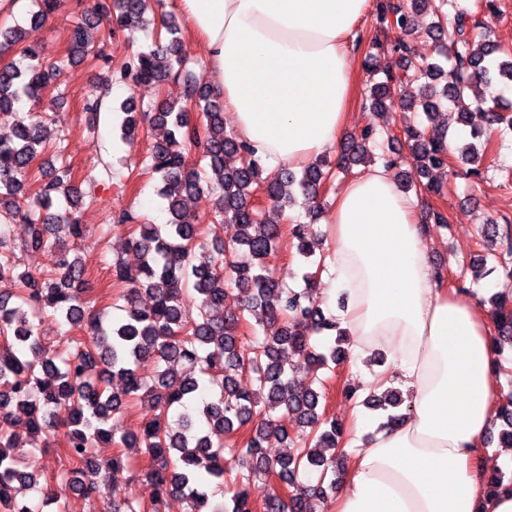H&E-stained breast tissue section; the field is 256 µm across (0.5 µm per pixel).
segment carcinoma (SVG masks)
Returning <instances> with one entry per match:
<instances>
[{"mask_svg":"<svg viewBox=\"0 0 512 512\" xmlns=\"http://www.w3.org/2000/svg\"><path fill=\"white\" fill-rule=\"evenodd\" d=\"M30 23L41 24L55 14L62 0H33ZM381 20L396 27L403 39L388 47L375 39L364 49L363 66L370 81L364 109L375 118L397 107L420 112L425 120L408 124L403 140L418 159L424 175L448 167L451 150L448 130L429 125L448 104L459 124L470 128L469 140L456 147L465 160L475 163L479 145H488L493 132L512 129V103L493 93L501 85L512 87V52L492 38L490 20L497 0H376ZM432 12L436 20L427 32L438 43L440 59H417L411 40L418 32L416 18ZM92 12L103 35L129 31L119 62L105 56L107 70L97 94L84 111L97 114L105 105L114 77L130 84L171 82L180 95L148 111L136 109L132 99L120 110L122 138L133 139L141 127L154 140L149 170L159 179L158 195L167 202V224H138L131 246L140 260L135 266L112 264V277L124 285L120 295L125 315L117 320L105 314L85 313L82 296L95 287L85 261L63 246L64 239L83 233L75 211L80 195L70 170L54 169L45 192L30 198L26 184L35 159L47 150L44 121L34 112L15 113L13 137L0 139V281L14 283L13 291L0 292V512H34L27 503L13 500L14 483L37 486V475L22 468L21 459L52 447L63 430L64 461L45 484L47 499L57 512H67L68 495L76 491L85 500H108L107 512H164L166 498L178 495L186 512H255L252 486L277 478L287 489L282 495L268 490L263 512H315L316 503L336 489L341 467L343 430L322 417L323 388L302 384L297 373L319 370L348 358L350 339L313 288L318 271L305 274L307 287L285 290L271 276L269 258L281 241V219L297 202V195L317 203L334 171L320 157L296 172L288 167L265 169L254 151L224 129V103L204 79L206 64L180 54L182 21L173 12L157 18L147 0H96ZM152 30V45L132 49L134 32ZM23 27L0 28V55L16 53L26 64L0 66V110L37 97L56 84L64 61L84 58L91 51L84 28L69 33L66 60L48 59L40 47L23 43ZM395 56L397 69L380 66ZM419 84L417 95L406 87ZM480 124L474 123V117ZM377 128L368 122L342 143L341 159L353 165L381 160L390 170L399 167L396 152L378 157L368 151ZM201 151L207 168L191 167L188 151ZM235 156L228 167L224 158ZM261 192L265 204L254 202ZM215 196V213L208 224L183 220L185 202L203 193ZM293 227L297 256L309 258L318 246L312 222ZM20 220L28 234L16 241L7 236V224ZM234 227L224 239V224ZM481 236L490 252L479 265L493 262L487 273L502 269L498 290L491 296L496 356L512 349V265L496 246L512 255V226L492 221ZM58 247L53 269L36 276L19 270L25 251ZM243 296L242 313L222 314L228 291ZM198 302V313H184L188 297ZM261 309L271 334L243 340V312ZM84 331L72 339L62 356H47L38 322L46 311ZM144 361L155 363L147 379L140 373ZM253 374L254 388H242L238 376ZM219 382V395L202 396L207 385ZM133 402L153 411L151 418L131 429L122 417ZM405 399L391 388L369 393L363 404L387 412L388 423L405 418ZM291 416L293 429L280 418ZM24 422L33 439L43 444L30 449L13 428ZM499 448H512V391L504 392L492 419ZM277 437L293 451L275 458L263 444ZM105 441L115 448L138 447L151 462L147 473L148 501L119 495L109 484V468L96 460L95 448ZM83 450H78V447ZM234 448L241 483L229 502L210 505L209 491H224V449ZM491 494L512 493V477L495 470L487 479Z\"/></svg>","mask_w":512,"mask_h":512,"instance_id":"obj_1","label":"carcinoma"}]
</instances>
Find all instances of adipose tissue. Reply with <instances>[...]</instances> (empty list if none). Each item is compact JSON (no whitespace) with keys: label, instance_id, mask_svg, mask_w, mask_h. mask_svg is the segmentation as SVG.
<instances>
[{"label":"adipose tissue","instance_id":"adipose-tissue-1","mask_svg":"<svg viewBox=\"0 0 512 512\" xmlns=\"http://www.w3.org/2000/svg\"><path fill=\"white\" fill-rule=\"evenodd\" d=\"M370 0H174L204 49L213 90L238 135L268 166L301 170L339 144L356 85L351 64ZM321 280L364 364L395 354L393 372L364 369L369 389L400 385L403 422L353 409L345 488L330 512H512L489 494L480 453L496 405L495 354L484 310L437 280L414 196L374 165L336 195Z\"/></svg>","mask_w":512,"mask_h":512}]
</instances>
